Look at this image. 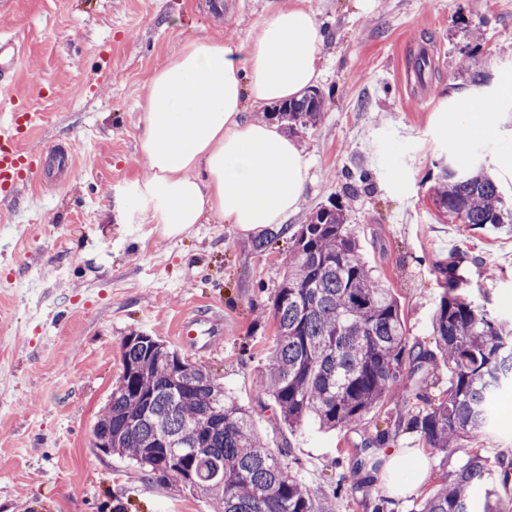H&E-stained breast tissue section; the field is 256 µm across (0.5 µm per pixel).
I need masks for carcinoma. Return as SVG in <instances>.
Wrapping results in <instances>:
<instances>
[{
    "mask_svg": "<svg viewBox=\"0 0 512 512\" xmlns=\"http://www.w3.org/2000/svg\"><path fill=\"white\" fill-rule=\"evenodd\" d=\"M312 89L284 104L289 127L322 115ZM433 204L469 228L498 229L512 213L481 166L440 162ZM293 256L273 301L275 345L259 394L270 397L290 428L313 417L324 429L356 427L393 396L425 381L427 365L448 362V387L426 401L407 429L461 464L418 512H512L498 486L512 458L489 460L470 451L469 438L495 418L500 386L512 381V324L480 308L461 291L458 255L437 265L444 291L432 315L435 349L407 336L391 288L374 278L346 224L341 205L321 207L292 234ZM126 372L112 389L96 428L111 435L109 454L128 458L161 483L201 493L213 512H315L297 474L255 434L251 415L203 370L162 340L133 334L122 343ZM375 429L364 449L397 436Z\"/></svg>",
    "mask_w": 512,
    "mask_h": 512,
    "instance_id": "carcinoma-1",
    "label": "carcinoma"
}]
</instances>
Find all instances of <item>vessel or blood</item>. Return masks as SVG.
Listing matches in <instances>:
<instances>
[{
    "instance_id": "b4317fda",
    "label": "vessel or blood",
    "mask_w": 512,
    "mask_h": 512,
    "mask_svg": "<svg viewBox=\"0 0 512 512\" xmlns=\"http://www.w3.org/2000/svg\"><path fill=\"white\" fill-rule=\"evenodd\" d=\"M34 122L32 113L13 110L0 114V202L8 203L41 179L43 156L24 150L22 142Z\"/></svg>"
}]
</instances>
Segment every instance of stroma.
Returning <instances> with one entry per match:
<instances>
[{
	"label": "stroma",
	"instance_id": "stroma-1",
	"mask_svg": "<svg viewBox=\"0 0 512 512\" xmlns=\"http://www.w3.org/2000/svg\"><path fill=\"white\" fill-rule=\"evenodd\" d=\"M210 2L0 0V37L14 39L23 59L0 96H18L40 116L25 149L69 157L34 185L37 202L20 197L0 222V512H211L206 500L92 445L123 372L122 342L135 333L159 337L248 408L316 512H416L459 465L403 430L378 449L379 470L358 466L368 432L411 419L447 388L442 364L423 398L385 402L361 426L288 428L258 385L290 234L259 252L254 234L218 218L169 234L140 212L134 185L148 174L140 140L154 71L190 38L250 41L282 0H222L219 12ZM300 2L323 34L316 87L325 103L318 123L291 133L309 170L287 223L343 205L364 260L424 348L442 294L435 265L453 251L470 298L512 319V229L469 230L432 203L441 160L494 174L512 153V0ZM422 52L430 65L419 76ZM468 53L492 73L487 87L470 85ZM478 94L509 119L468 137L456 115ZM355 170L371 185L351 197L346 174ZM192 314L211 335L175 341V325ZM497 408L499 424L470 441L491 459L512 457V389Z\"/></svg>",
	"mask_w": 512,
	"mask_h": 512
}]
</instances>
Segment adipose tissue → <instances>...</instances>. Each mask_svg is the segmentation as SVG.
I'll return each mask as SVG.
<instances>
[{"label": "adipose tissue", "mask_w": 512, "mask_h": 512, "mask_svg": "<svg viewBox=\"0 0 512 512\" xmlns=\"http://www.w3.org/2000/svg\"><path fill=\"white\" fill-rule=\"evenodd\" d=\"M322 43L313 13L284 0L247 45L191 38L155 71L141 140L150 174L137 185L149 223L178 233L217 217L249 232L297 209L307 182L301 150L246 110L314 85Z\"/></svg>", "instance_id": "obj_1"}]
</instances>
